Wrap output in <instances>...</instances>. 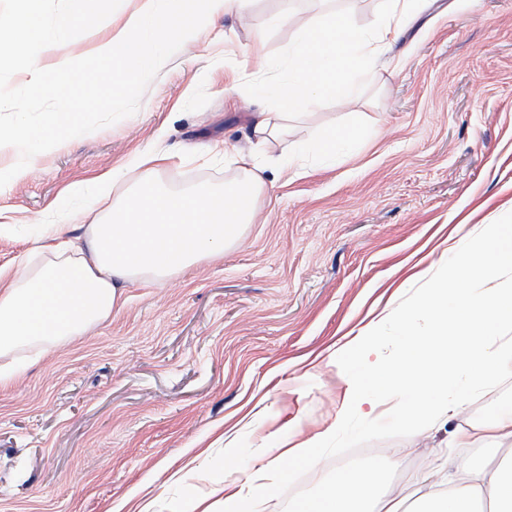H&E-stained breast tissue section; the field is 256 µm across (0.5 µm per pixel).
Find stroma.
<instances>
[{"mask_svg":"<svg viewBox=\"0 0 512 512\" xmlns=\"http://www.w3.org/2000/svg\"><path fill=\"white\" fill-rule=\"evenodd\" d=\"M142 0H122L103 23L42 62L86 57L121 30ZM336 10L373 35L389 0H254L242 19L220 15L183 44L146 89L138 111L31 159L0 188V266L33 247L30 226L54 223L72 186L76 224L112 218V188L96 180L138 155L166 153L165 185L238 179L236 155H257L268 182L257 217L223 256L173 277L133 281L124 304L92 333L49 348L0 382V512H196L245 481L250 460L314 440L343 412L339 348L380 327L398 342L395 311L427 287L451 251L485 224L512 222V0H413L400 32L346 106L326 100L291 120L292 136L348 126L360 136L336 165L307 157L288 171L282 144L255 149V57L276 58L296 37L283 14ZM225 143L227 156L207 153ZM512 404V375L476 390L461 415L421 434L387 413L376 431L350 419L339 449L307 466L281 458L280 512L317 495L355 452L399 458L391 488L451 446L460 425Z\"/></svg>","mask_w":512,"mask_h":512,"instance_id":"35a3bbf8","label":"stroma"}]
</instances>
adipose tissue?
<instances>
[{
  "label": "adipose tissue",
  "mask_w": 512,
  "mask_h": 512,
  "mask_svg": "<svg viewBox=\"0 0 512 512\" xmlns=\"http://www.w3.org/2000/svg\"><path fill=\"white\" fill-rule=\"evenodd\" d=\"M283 22L297 26L298 38L279 59H256L258 69L279 76L259 82L254 94L284 118L338 95L353 103L356 92L344 76L371 66L381 44L397 33L388 24L371 41L334 13L300 20L288 15ZM356 143L355 132L331 130L298 141L285 159L310 148L330 166ZM157 160L152 153L132 160L144 175L134 190L113 194L110 222L86 225L82 238L73 239L67 206L57 204L58 223L40 245L39 260L0 267L1 381L26 371L22 351L65 343L107 320L127 283L165 279L219 256L252 223L264 189L255 173L220 190L174 192L154 178ZM395 321L400 339L393 356L383 354L375 334L346 344L351 367L344 416L315 441L290 448L289 456L308 461L336 441L348 416L370 421L384 404L399 428L424 432L444 414L463 412L470 390L512 371V224H489L469 237L445 273L412 306L396 310ZM457 441L481 454L458 465L455 488L441 490L436 463L415 476L411 501L377 493L381 468H396L398 461L371 458L356 470L337 469L298 512H362L366 505L372 512H512V405L485 424L459 430ZM279 480L276 458L257 457L246 483L225 486V512H266Z\"/></svg>",
  "instance_id": "1"
}]
</instances>
